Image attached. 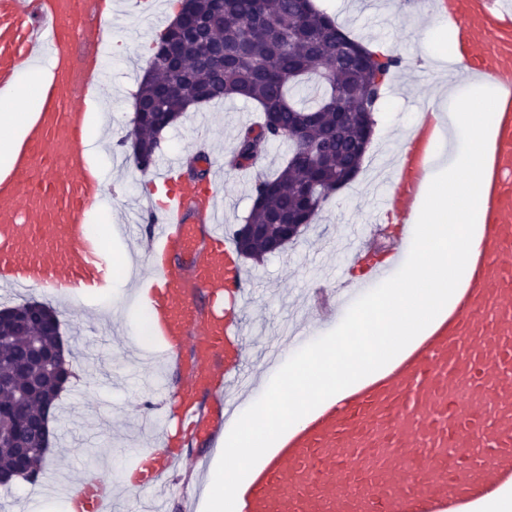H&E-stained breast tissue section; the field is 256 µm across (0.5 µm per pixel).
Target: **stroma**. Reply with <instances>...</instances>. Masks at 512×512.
Listing matches in <instances>:
<instances>
[{"label":"stroma","instance_id":"obj_1","mask_svg":"<svg viewBox=\"0 0 512 512\" xmlns=\"http://www.w3.org/2000/svg\"><path fill=\"white\" fill-rule=\"evenodd\" d=\"M128 0H115L123 17L107 40L108 54L103 88L112 94V110L106 123L113 141H121L132 127L131 102L140 77L150 61L140 51L147 34H159L163 26L155 18L129 11ZM335 15L345 33L359 42L390 43L404 63L393 70L377 110L380 114L381 146L368 149L362 169L350 185L336 191L325 203L315 224L285 252L267 255L263 261L249 257L238 263L249 277L252 299L244 311V340L250 372L263 378L268 374L266 352L279 344L297 297L307 295L319 284L333 285L336 276L347 273L346 244L351 225H369L374 230L373 246L385 251L392 242L394 227L378 209L381 196L371 184V170L380 153H391L402 134L410 131L419 115L421 98H431L433 84L417 82L419 72L435 65L433 41L425 33L436 18L439 0H401L398 9L387 0H367L347 6L346 0H314ZM458 9L462 25L458 30L462 64L473 68L483 64L496 70L500 81L512 83V22L494 12L484 0H448ZM257 120L255 105L240 99L204 105L184 114L162 139L160 157L192 155L200 137L211 145L212 165L221 167L218 200L224 211V231L232 233L249 214L253 199L251 186L241 171L225 167L224 157L236 146L240 113ZM106 181L104 204L112 210V221L126 223L136 200H148L156 192L150 172L133 162L120 163L113 157L100 160ZM127 289L114 287L112 306L117 314L101 321L97 310L83 303L59 312V331L69 354L71 381L61 393L54 411V438L49 464L28 493L26 482L0 487V512H64L66 484L84 470L99 471L113 487H121L135 449L150 448L155 432L148 421L158 414V398L152 384L167 376L172 390L181 381L167 375L159 361L149 360L156 342H141L142 318L124 313L131 305Z\"/></svg>","mask_w":512,"mask_h":512}]
</instances>
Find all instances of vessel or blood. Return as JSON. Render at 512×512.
Segmentation results:
<instances>
[{"instance_id":"obj_1","label":"vessel or blood","mask_w":512,"mask_h":512,"mask_svg":"<svg viewBox=\"0 0 512 512\" xmlns=\"http://www.w3.org/2000/svg\"><path fill=\"white\" fill-rule=\"evenodd\" d=\"M116 21L106 0H0V98L29 64L52 62L11 169L0 175L2 292L84 297L110 285L112 260L89 234L105 187L88 163L84 101L101 92L102 30ZM438 122L437 113H422L386 175L381 204L399 223L385 259L373 257L364 233L349 242L366 283L417 254L407 219ZM481 168L486 205L459 304L386 371L342 391L289 433L235 494V512H478L492 491H512L511 112L495 113ZM156 178L163 197L116 231L128 238L139 223L151 224L146 252L155 258L160 357L182 380L184 439L173 446L162 428L146 465L133 469L142 486L165 482L188 460L206 469L191 446L217 441L237 410L229 392L246 380L240 308L249 279L219 223L216 181H188L179 155L164 160ZM358 294L340 279L309 309L331 319ZM78 502L82 512H112V487L80 491Z\"/></svg>"}]
</instances>
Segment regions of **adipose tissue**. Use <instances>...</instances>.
Listing matches in <instances>:
<instances>
[{"label": "adipose tissue", "mask_w": 512, "mask_h": 512, "mask_svg": "<svg viewBox=\"0 0 512 512\" xmlns=\"http://www.w3.org/2000/svg\"><path fill=\"white\" fill-rule=\"evenodd\" d=\"M47 74L46 64H35L11 95L0 99L1 171L11 164L14 145L24 133L37 89ZM511 97L507 87L478 76L464 77L462 83L449 87L455 141L438 143L415 218L416 224L433 226L434 233L422 237L417 260L401 270L396 286L385 287L380 294L373 351L397 340L411 345L428 330L432 319L457 304L467 255L476 244L475 225L485 206L478 190V156L484 139L494 130L495 113ZM451 223L456 226L452 232L447 229ZM384 367L380 360L362 364L350 348L328 339L268 383L263 399L253 402L223 436L224 450L214 460L204 486L206 512H224L226 487L243 486L250 471L264 463L281 437L368 371Z\"/></svg>", "instance_id": "obj_1"}]
</instances>
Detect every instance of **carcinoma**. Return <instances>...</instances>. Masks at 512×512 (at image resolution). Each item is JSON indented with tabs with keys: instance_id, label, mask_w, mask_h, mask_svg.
<instances>
[{
	"instance_id": "carcinoma-1",
	"label": "carcinoma",
	"mask_w": 512,
	"mask_h": 512,
	"mask_svg": "<svg viewBox=\"0 0 512 512\" xmlns=\"http://www.w3.org/2000/svg\"><path fill=\"white\" fill-rule=\"evenodd\" d=\"M178 20H191L178 41L174 58L162 60L153 53L137 93L132 129L120 142L130 157L146 170L160 150L162 133L182 116L204 104L226 98H242L256 104L262 122L243 128L230 166L248 168L258 156L259 144L291 143L283 170L275 178L256 177L253 205L247 224L268 225L273 236L274 217L284 211L304 215L310 224L336 187L351 183L364 159V134L350 121L336 127L333 107L343 94L356 96L374 110L391 72L401 59L383 55L365 61L342 54L339 42L355 44L326 11L313 0H182ZM315 113L319 130V162L313 164L295 136L301 113ZM237 252L251 257L266 255V239L239 243ZM59 327L55 312L39 309L38 319L7 315L0 320V408H9L18 387L36 378L42 395H59L66 379L48 376L31 358V343L37 331ZM35 432L28 442L31 453L17 454L0 447V469L23 470L21 478L35 484L47 463L49 439L39 416H32Z\"/></svg>"
}]
</instances>
